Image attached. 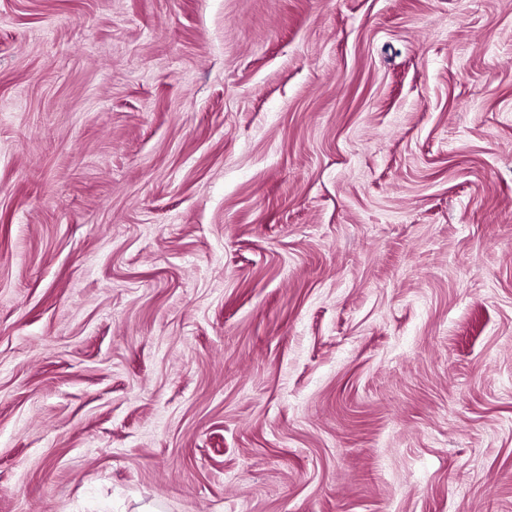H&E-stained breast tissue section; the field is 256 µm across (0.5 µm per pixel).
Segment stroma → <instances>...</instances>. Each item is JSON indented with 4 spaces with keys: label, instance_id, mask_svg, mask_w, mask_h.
I'll use <instances>...</instances> for the list:
<instances>
[{
    "label": "stroma",
    "instance_id": "obj_1",
    "mask_svg": "<svg viewBox=\"0 0 512 512\" xmlns=\"http://www.w3.org/2000/svg\"><path fill=\"white\" fill-rule=\"evenodd\" d=\"M512 512V0H0V512Z\"/></svg>",
    "mask_w": 512,
    "mask_h": 512
}]
</instances>
